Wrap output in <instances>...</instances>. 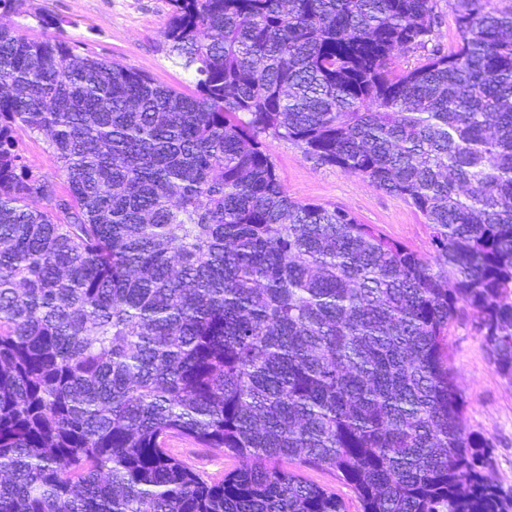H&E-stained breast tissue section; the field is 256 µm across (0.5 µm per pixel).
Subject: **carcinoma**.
I'll return each instance as SVG.
<instances>
[{"instance_id":"cac0c4a2","label":"carcinoma","mask_w":512,"mask_h":512,"mask_svg":"<svg viewBox=\"0 0 512 512\" xmlns=\"http://www.w3.org/2000/svg\"><path fill=\"white\" fill-rule=\"evenodd\" d=\"M494 2L448 0L446 48L437 0H167L189 94L0 28V512H346L303 467L362 512H512L448 365L470 312L512 384ZM268 139L405 200L432 253L289 198ZM175 436L241 466L206 479ZM16 140L17 148L30 170L34 174L51 178L57 183L58 190L65 193L68 188L65 176L42 138L19 130L16 133ZM304 475L315 484L335 489L344 498L348 512H360V504L351 488L341 483L331 471L305 470Z\"/></svg>"}]
</instances>
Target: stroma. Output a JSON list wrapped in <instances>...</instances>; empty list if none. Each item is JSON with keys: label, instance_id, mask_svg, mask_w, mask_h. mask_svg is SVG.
I'll use <instances>...</instances> for the list:
<instances>
[{"label": "stroma", "instance_id": "35a3bbf8", "mask_svg": "<svg viewBox=\"0 0 512 512\" xmlns=\"http://www.w3.org/2000/svg\"><path fill=\"white\" fill-rule=\"evenodd\" d=\"M47 15L54 17L55 26L42 24ZM168 17L166 0H27L23 12L7 20L32 41L62 30L81 53L121 62L149 73L160 85L188 92L194 87L193 74L159 49ZM16 140L30 170L66 191L65 176L42 138L21 130ZM269 151L292 199L343 208L392 239L422 252L430 250L424 217L403 199L339 168L318 164L292 142H270ZM448 342L456 383L467 399L465 427L492 440L488 472L496 483L512 488V384L496 373L469 318L450 327ZM169 445L188 465L215 480L240 464L232 453L203 448L186 438H172Z\"/></svg>", "mask_w": 512, "mask_h": 512}]
</instances>
